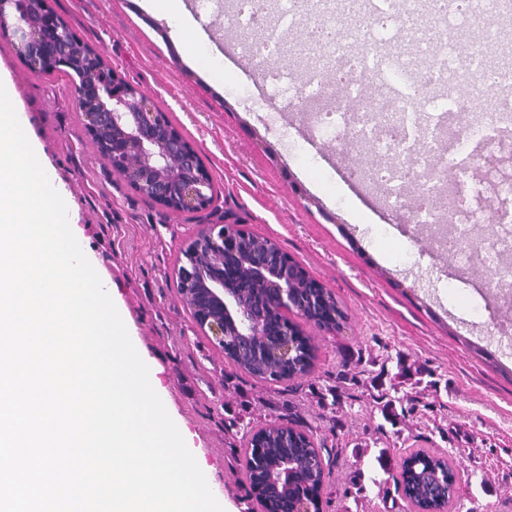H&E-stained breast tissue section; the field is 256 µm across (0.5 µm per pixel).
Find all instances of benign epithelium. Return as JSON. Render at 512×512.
Segmentation results:
<instances>
[{"mask_svg":"<svg viewBox=\"0 0 512 512\" xmlns=\"http://www.w3.org/2000/svg\"><path fill=\"white\" fill-rule=\"evenodd\" d=\"M0 38L15 44L33 70L73 72L78 79L76 103L101 158L126 170L159 205L195 212L213 204L215 187L198 151L147 96L110 67L97 65L90 77L73 71L82 42L44 0H0ZM251 237L234 224L204 225L182 250L177 287L196 325L213 344L224 346L226 333L247 340L263 336L267 352L286 360L293 350L290 337L297 332L281 316L314 312L330 290L278 246L254 251ZM238 265L267 288L266 304L274 310V319L257 316L241 300L245 284L235 275ZM292 481L286 464L269 475V482L285 494Z\"/></svg>","mask_w":512,"mask_h":512,"instance_id":"1","label":"benign epithelium"}]
</instances>
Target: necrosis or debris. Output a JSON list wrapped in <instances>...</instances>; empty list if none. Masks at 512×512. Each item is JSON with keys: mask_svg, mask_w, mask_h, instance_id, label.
Wrapping results in <instances>:
<instances>
[{"mask_svg": "<svg viewBox=\"0 0 512 512\" xmlns=\"http://www.w3.org/2000/svg\"><path fill=\"white\" fill-rule=\"evenodd\" d=\"M366 11L367 23L358 27L344 23L329 0H317L308 12L296 0H282L280 26H309L321 15L333 38L313 48L311 78L292 80L276 66L267 69L266 85L291 101L306 100L318 93V75L335 72L333 104L319 113L313 135L369 148L374 161L355 178L390 190L395 205L409 207L412 223L449 222L445 250L467 260L457 241L472 228V201L490 191L512 195V175L501 174L496 164L512 156V140L500 137L512 130V102L488 103L458 87L467 74L511 86L512 59L500 54V30H482L465 51L455 35L487 14L511 18L512 0H469L467 10L453 14L424 10L422 0H369ZM476 140L491 161L478 164L475 179L455 182L454 192L439 188L436 171H454Z\"/></svg>", "mask_w": 512, "mask_h": 512, "instance_id": "necrosis-or-debris-1", "label": "necrosis or debris"}]
</instances>
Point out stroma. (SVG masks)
Here are the masks:
<instances>
[{"label":"stroma","instance_id":"35a3bbf8","mask_svg":"<svg viewBox=\"0 0 512 512\" xmlns=\"http://www.w3.org/2000/svg\"><path fill=\"white\" fill-rule=\"evenodd\" d=\"M241 74L214 83L184 61L165 20L140 0H47L124 82L148 95L198 150L219 196L200 213L143 199L117 178L87 135L75 81L28 70L0 39V80L11 84L38 148L69 195L72 231L124 318L129 336L225 512H252L240 482L252 425L295 420L330 454L321 512H411L397 490L400 457L447 453L461 477L449 512H512V305L492 297L481 265L438 254L380 190L350 181L364 151L308 137L302 108L263 94V65L242 41L215 35L224 0H185ZM279 110V124L270 110ZM367 206L352 210L351 198ZM204 224H236L274 240L331 289L348 319L341 332L307 324L316 359L291 383L236 370L196 327L176 287L181 251ZM415 253L404 257L387 226Z\"/></svg>","mask_w":512,"mask_h":512}]
</instances>
